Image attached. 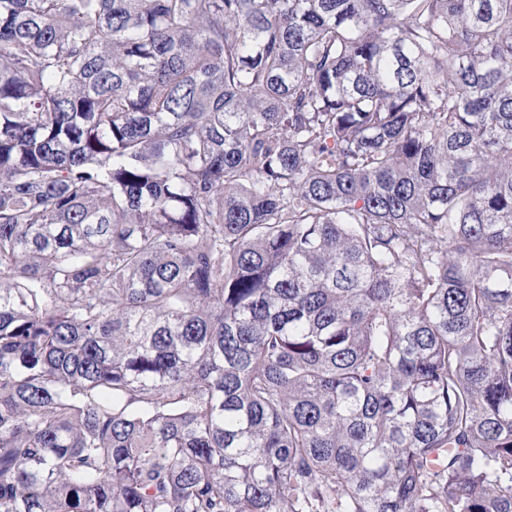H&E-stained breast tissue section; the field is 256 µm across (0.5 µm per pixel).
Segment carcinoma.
Here are the masks:
<instances>
[{
  "label": "carcinoma",
  "instance_id": "carcinoma-1",
  "mask_svg": "<svg viewBox=\"0 0 512 512\" xmlns=\"http://www.w3.org/2000/svg\"><path fill=\"white\" fill-rule=\"evenodd\" d=\"M0 512H512V0H0Z\"/></svg>",
  "mask_w": 512,
  "mask_h": 512
}]
</instances>
